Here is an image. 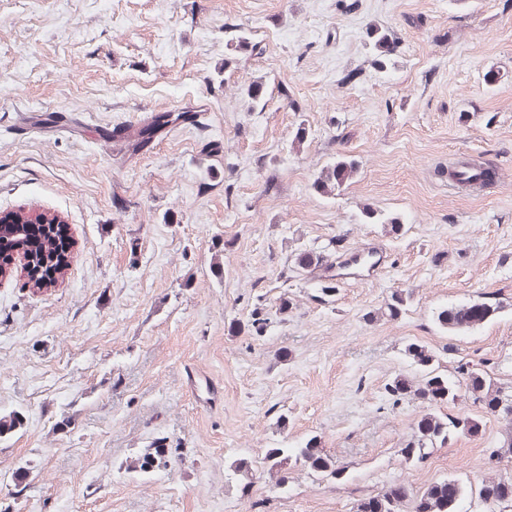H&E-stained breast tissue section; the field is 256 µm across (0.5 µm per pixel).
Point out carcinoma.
<instances>
[{"instance_id": "carcinoma-1", "label": "carcinoma", "mask_w": 512, "mask_h": 512, "mask_svg": "<svg viewBox=\"0 0 512 512\" xmlns=\"http://www.w3.org/2000/svg\"><path fill=\"white\" fill-rule=\"evenodd\" d=\"M367 38L376 55V65L384 67L385 60L393 55L396 41L389 30L371 25L366 31ZM174 123L171 114L158 112L150 124L141 131L139 144L145 145L161 128ZM357 173V163L348 157H339L328 165L315 180V187L330 193L347 183ZM484 166L474 159H462L448 168V178L460 187L470 188L481 182ZM501 309L499 305L487 302H467L447 307L438 314V322L451 333L465 332L492 320ZM405 354L421 372L417 381L400 375L388 385L390 395L398 398L411 397L426 405V410L416 420L413 434L404 447L398 449L403 460L417 465L429 455V449L438 443H447L454 432L476 433L481 419L469 414L447 415L436 412V408L455 402L466 395L484 403L485 408L512 421V401L490 395L483 374L477 370L464 373L462 379L451 381L441 372L436 352L415 342L405 347ZM303 461L307 466L324 476L335 478L342 473L336 460L317 448L315 439L308 440L299 448H270L265 460L270 473L276 474V484L288 482V461ZM167 465L166 450L159 444L148 448L136 459L134 471L149 473ZM464 495V486L457 478H447L431 484L421 493L403 484L394 483L381 492L359 500L355 512H456ZM479 498L489 512L506 505L512 507V481L504 478L492 479L482 485Z\"/></svg>"}]
</instances>
